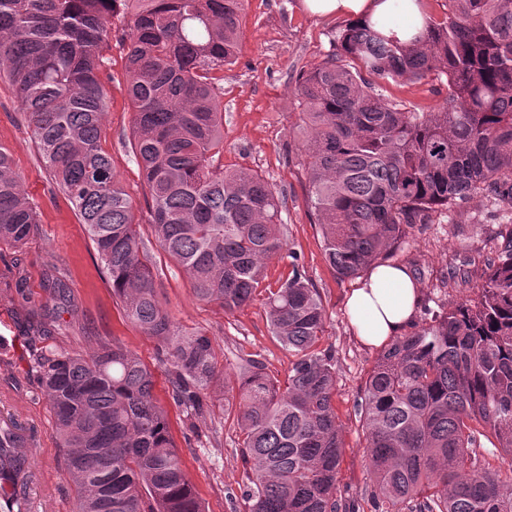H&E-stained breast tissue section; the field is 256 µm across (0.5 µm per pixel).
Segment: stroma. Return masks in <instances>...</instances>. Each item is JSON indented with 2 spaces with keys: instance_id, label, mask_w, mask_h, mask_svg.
<instances>
[{
  "instance_id": "1",
  "label": "stroma",
  "mask_w": 512,
  "mask_h": 512,
  "mask_svg": "<svg viewBox=\"0 0 512 512\" xmlns=\"http://www.w3.org/2000/svg\"><path fill=\"white\" fill-rule=\"evenodd\" d=\"M343 23L340 17L305 12L302 0H247L240 19L238 60L217 73L224 108V150L219 163L228 171L258 172L284 195L281 232L327 311L319 346L331 351L336 360L335 400L344 444L338 489L343 497L358 500L359 512H374L370 500L374 482L356 406L378 351L357 340L346 315V298L357 280L337 278L324 259L321 228L310 209L308 180L301 166L303 135L294 94L300 70L326 57L331 38ZM123 28L122 16H115L104 71L111 103L102 121L100 144L112 159L115 177L132 202L159 270V301L180 326L211 338L228 374H235L242 360L249 358L261 362L270 375L285 377L290 356L269 332L264 302L268 291L278 288L287 276L289 258L270 260L254 300L229 314L217 304L199 301L186 274L154 239L148 222L149 198L128 145L132 114L124 84L125 50L119 40ZM384 94L388 100L426 112L442 104L448 89L437 81L401 80L385 85ZM0 144L10 150L39 215V224L23 247L0 248V430L17 432L23 438V450L32 454L35 477L30 497L51 486L57 512L75 510V485L34 368L35 352L52 349L85 355L114 338L153 372L155 394L168 412L175 442L205 512H247L241 496L245 467L236 423L215 406L194 422L185 420L172 399L156 341L125 320L82 224L52 185L24 115L8 85L1 82ZM511 219L512 207L482 196L468 199L452 210L433 213L430 223L415 225L407 241L391 251L386 261L409 268L422 288L423 305L439 299L462 301L474 295L490 239ZM50 272L65 281L73 305L61 315V330L34 339L27 334V318L30 311L48 305L44 279Z\"/></svg>"
}]
</instances>
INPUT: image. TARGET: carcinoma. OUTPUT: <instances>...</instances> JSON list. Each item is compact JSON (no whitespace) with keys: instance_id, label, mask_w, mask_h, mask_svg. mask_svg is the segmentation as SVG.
<instances>
[{"instance_id":"1","label":"carcinoma","mask_w":512,"mask_h":512,"mask_svg":"<svg viewBox=\"0 0 512 512\" xmlns=\"http://www.w3.org/2000/svg\"><path fill=\"white\" fill-rule=\"evenodd\" d=\"M245 0H0V82H8L41 161L79 216L123 316L158 344L173 399L189 420L235 393L249 512H344L336 368L318 349L326 310L293 253L269 292L272 336L291 356L284 381L249 359L235 386L212 340L162 308L155 266L128 195L100 145L110 99L103 81L112 17L122 7L130 148L150 196L155 241L193 294L226 312L248 305L267 262L286 247L283 197L262 175L226 172L224 109L214 73L237 59ZM295 94L302 166L327 263L340 279L381 264L416 224L475 196L512 205V0H448V13L409 40L347 23ZM446 81L432 112L385 98L400 79ZM39 224L0 144V245L19 248ZM473 298L426 309L387 344L357 404L375 491L410 512H512L483 441L512 458V224L492 240ZM33 336L59 329L70 295L61 277ZM77 512H205L157 399L152 371L119 342L89 356L47 350L36 363ZM0 433V512H27L30 456Z\"/></svg>"}]
</instances>
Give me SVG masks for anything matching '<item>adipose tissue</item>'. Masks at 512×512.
Here are the masks:
<instances>
[{"instance_id": "obj_1", "label": "adipose tissue", "mask_w": 512, "mask_h": 512, "mask_svg": "<svg viewBox=\"0 0 512 512\" xmlns=\"http://www.w3.org/2000/svg\"><path fill=\"white\" fill-rule=\"evenodd\" d=\"M402 2L410 15H418L416 0H304L313 14H336L351 21H370L389 29L393 26L395 2ZM421 301V288L400 265L375 268L346 301L349 322L362 344L378 347L401 336L412 324Z\"/></svg>"}]
</instances>
